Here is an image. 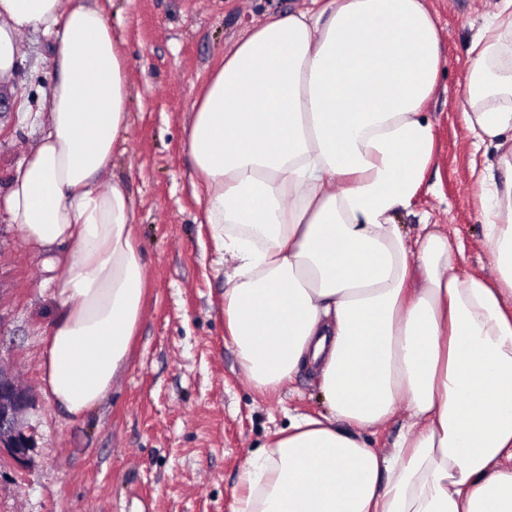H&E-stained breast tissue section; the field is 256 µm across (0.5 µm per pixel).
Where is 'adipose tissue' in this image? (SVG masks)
Segmentation results:
<instances>
[{
  "label": "adipose tissue",
  "mask_w": 512,
  "mask_h": 512,
  "mask_svg": "<svg viewBox=\"0 0 512 512\" xmlns=\"http://www.w3.org/2000/svg\"><path fill=\"white\" fill-rule=\"evenodd\" d=\"M42 31L56 76L44 127L0 209L27 248L69 244L43 390L70 417L118 380L141 319L142 257L125 188L105 179L128 128L125 59L95 0H0V90ZM512 0L471 41L466 126L491 276L462 244L395 222L434 156L422 112L441 67L425 0H310L254 27L215 70L187 141L219 257L224 324L256 388L318 368L328 405L294 418L238 478L236 512H512ZM407 406L393 458L357 431Z\"/></svg>",
  "instance_id": "obj_1"
}]
</instances>
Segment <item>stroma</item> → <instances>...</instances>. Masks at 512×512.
I'll use <instances>...</instances> for the list:
<instances>
[{
  "instance_id": "obj_1",
  "label": "stroma",
  "mask_w": 512,
  "mask_h": 512,
  "mask_svg": "<svg viewBox=\"0 0 512 512\" xmlns=\"http://www.w3.org/2000/svg\"><path fill=\"white\" fill-rule=\"evenodd\" d=\"M127 62L129 127L107 177L132 200L146 296L129 362L83 417L58 409L40 389L46 339L60 314L53 297L65 257L57 244L31 253L19 224L0 221V362L34 396L25 416L35 447L28 461L0 459V512H234L242 467L274 431L325 409L319 373L299 370L274 391L257 390L224 325L231 264L217 265L210 227L194 193L186 131L211 73L239 40L309 0H101ZM440 28L442 65L424 116L434 163L409 208L396 214L407 241L436 226L465 245L461 269L489 273L473 165L495 160L474 148L464 111L473 34L496 0H427ZM17 98L0 114V188L40 131L21 105L46 111L54 71L41 32L21 40Z\"/></svg>"
}]
</instances>
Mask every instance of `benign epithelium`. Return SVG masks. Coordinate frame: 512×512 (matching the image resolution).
<instances>
[{
  "instance_id": "7a95c632",
  "label": "benign epithelium",
  "mask_w": 512,
  "mask_h": 512,
  "mask_svg": "<svg viewBox=\"0 0 512 512\" xmlns=\"http://www.w3.org/2000/svg\"><path fill=\"white\" fill-rule=\"evenodd\" d=\"M33 401L12 370L0 363V454L6 452L17 461L28 458L33 438L24 425V415Z\"/></svg>"
}]
</instances>
